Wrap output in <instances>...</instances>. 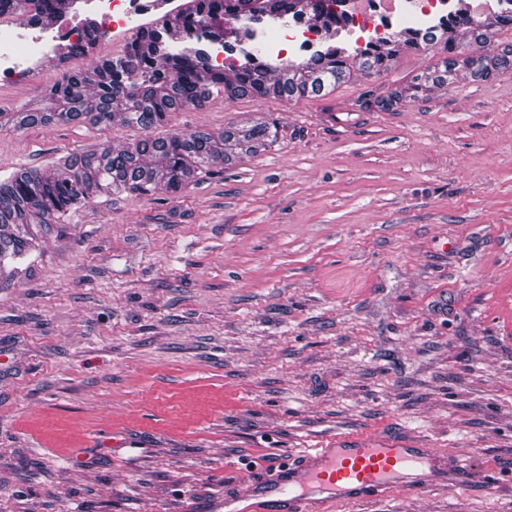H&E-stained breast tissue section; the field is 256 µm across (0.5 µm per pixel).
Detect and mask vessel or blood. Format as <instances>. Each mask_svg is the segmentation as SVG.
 Returning <instances> with one entry per match:
<instances>
[{
  "instance_id": "vessel-or-blood-1",
  "label": "vessel or blood",
  "mask_w": 512,
  "mask_h": 512,
  "mask_svg": "<svg viewBox=\"0 0 512 512\" xmlns=\"http://www.w3.org/2000/svg\"><path fill=\"white\" fill-rule=\"evenodd\" d=\"M448 472L455 486L466 485L461 457L408 437L334 440L265 467L241 491L213 501L211 512H319L325 504L356 503L399 489L421 494Z\"/></svg>"
}]
</instances>
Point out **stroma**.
<instances>
[{"instance_id": "1", "label": "stroma", "mask_w": 512, "mask_h": 512, "mask_svg": "<svg viewBox=\"0 0 512 512\" xmlns=\"http://www.w3.org/2000/svg\"><path fill=\"white\" fill-rule=\"evenodd\" d=\"M439 47L333 90L216 96L172 130L272 123L180 192L91 194L0 279V512H206L266 462L338 437L461 454L465 488L331 512H512V73ZM77 60L0 83L50 110ZM142 130L0 125V179ZM406 91L400 88L390 90L386 95L376 94L374 90L369 89L365 92L360 101V106L366 111H387L404 96Z\"/></svg>"}]
</instances>
